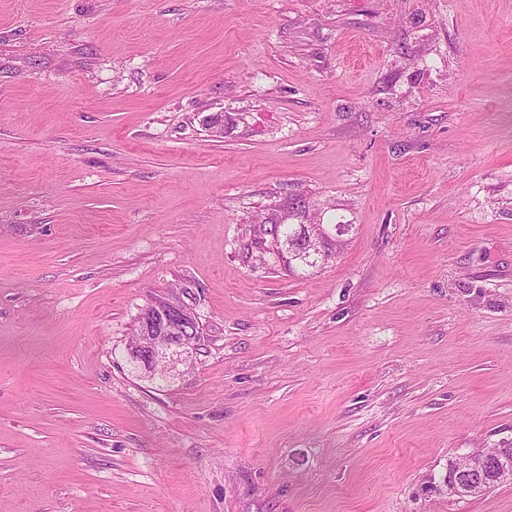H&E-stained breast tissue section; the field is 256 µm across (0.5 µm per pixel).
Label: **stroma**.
Returning a JSON list of instances; mask_svg holds the SVG:
<instances>
[{"instance_id": "1", "label": "stroma", "mask_w": 512, "mask_h": 512, "mask_svg": "<svg viewBox=\"0 0 512 512\" xmlns=\"http://www.w3.org/2000/svg\"><path fill=\"white\" fill-rule=\"evenodd\" d=\"M511 104L512 0H0V512H512L442 483L512 439ZM261 232L265 236H270L272 241L275 239H279L281 241L293 242L294 238L296 241H301L303 238L302 231L304 232V228L302 225L304 224H262ZM192 327L186 332L192 338L196 348L202 337L199 321L190 307L181 300H159L146 310L143 323L139 329L140 346L130 348V352L138 356L153 373H165L170 367V360L161 357L162 352L182 350L190 346L182 335L184 329Z\"/></svg>"}]
</instances>
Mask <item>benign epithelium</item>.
Returning <instances> with one entry per match:
<instances>
[{
	"instance_id": "1",
	"label": "benign epithelium",
	"mask_w": 512,
	"mask_h": 512,
	"mask_svg": "<svg viewBox=\"0 0 512 512\" xmlns=\"http://www.w3.org/2000/svg\"><path fill=\"white\" fill-rule=\"evenodd\" d=\"M189 327L195 332L193 343L199 344L202 329L192 309L181 300H159L146 310L139 329L140 346L131 349V352L138 356L150 371L165 373L170 361L161 357V353L188 347L187 339L182 332ZM485 459L487 455L482 450L460 455L456 460L454 478L469 485L474 484Z\"/></svg>"
}]
</instances>
